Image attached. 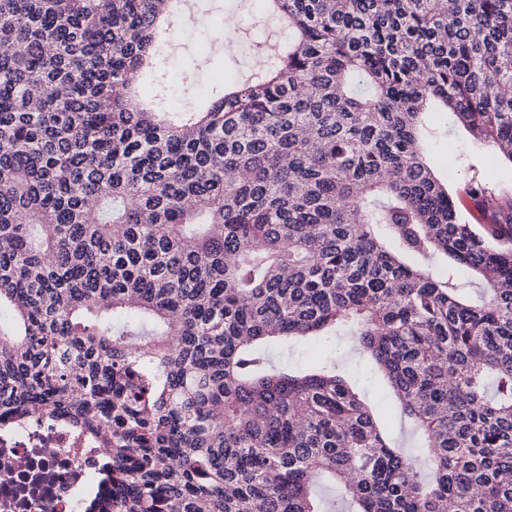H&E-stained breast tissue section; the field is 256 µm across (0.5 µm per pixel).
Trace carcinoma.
Masks as SVG:
<instances>
[{"label":"carcinoma","instance_id":"cac0c4a2","mask_svg":"<svg viewBox=\"0 0 512 512\" xmlns=\"http://www.w3.org/2000/svg\"><path fill=\"white\" fill-rule=\"evenodd\" d=\"M264 2L284 48L171 112L178 0H0V426L97 438L89 512H512V188L420 135L437 100L512 164V0ZM342 327L427 471L264 347Z\"/></svg>","mask_w":512,"mask_h":512}]
</instances>
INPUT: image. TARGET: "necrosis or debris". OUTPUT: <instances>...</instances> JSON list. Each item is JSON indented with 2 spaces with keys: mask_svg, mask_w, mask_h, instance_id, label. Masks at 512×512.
I'll return each instance as SVG.
<instances>
[{
  "mask_svg": "<svg viewBox=\"0 0 512 512\" xmlns=\"http://www.w3.org/2000/svg\"><path fill=\"white\" fill-rule=\"evenodd\" d=\"M104 459L96 439L52 417L0 429V512H86Z\"/></svg>",
  "mask_w": 512,
  "mask_h": 512,
  "instance_id": "necrosis-or-debris-1",
  "label": "necrosis or debris"
}]
</instances>
